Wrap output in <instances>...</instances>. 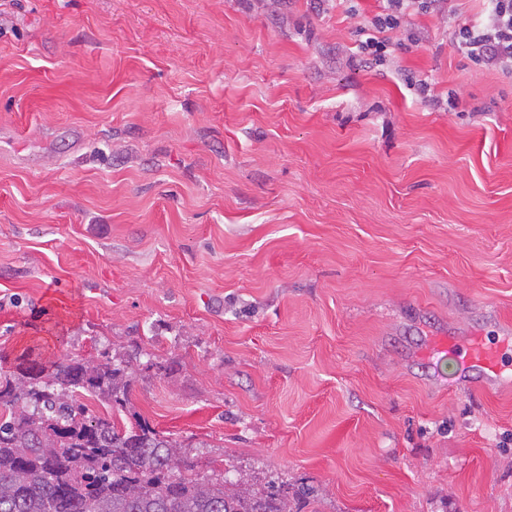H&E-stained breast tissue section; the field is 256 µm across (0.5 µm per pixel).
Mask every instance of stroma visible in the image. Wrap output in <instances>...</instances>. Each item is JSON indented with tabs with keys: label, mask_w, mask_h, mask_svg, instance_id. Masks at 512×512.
<instances>
[{
	"label": "stroma",
	"mask_w": 512,
	"mask_h": 512,
	"mask_svg": "<svg viewBox=\"0 0 512 512\" xmlns=\"http://www.w3.org/2000/svg\"><path fill=\"white\" fill-rule=\"evenodd\" d=\"M359 8L0 0V369L140 357L125 425L315 512H512V350L431 347L512 334V74ZM382 4L367 25L358 28L359 39L357 46L359 52L367 60L379 66L384 65L391 55V41L387 33L397 30H408L411 16L423 15L432 12L448 14V19L455 17L456 9H448V2L457 0H379ZM508 344L509 340L492 346L485 343L479 336H470L462 341L448 336L440 340L437 350L459 349L469 367L479 370L486 379L494 380L501 376L500 355L502 349L509 346Z\"/></svg>",
	"instance_id": "stroma-1"
}]
</instances>
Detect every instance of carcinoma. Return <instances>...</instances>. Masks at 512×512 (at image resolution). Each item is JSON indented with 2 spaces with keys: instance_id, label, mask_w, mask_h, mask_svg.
<instances>
[{
  "instance_id": "carcinoma-1",
  "label": "carcinoma",
  "mask_w": 512,
  "mask_h": 512,
  "mask_svg": "<svg viewBox=\"0 0 512 512\" xmlns=\"http://www.w3.org/2000/svg\"><path fill=\"white\" fill-rule=\"evenodd\" d=\"M133 359L78 358L0 371V512H302L318 490L224 470L195 473L185 445L147 422L121 427L77 399L125 408Z\"/></svg>"
}]
</instances>
